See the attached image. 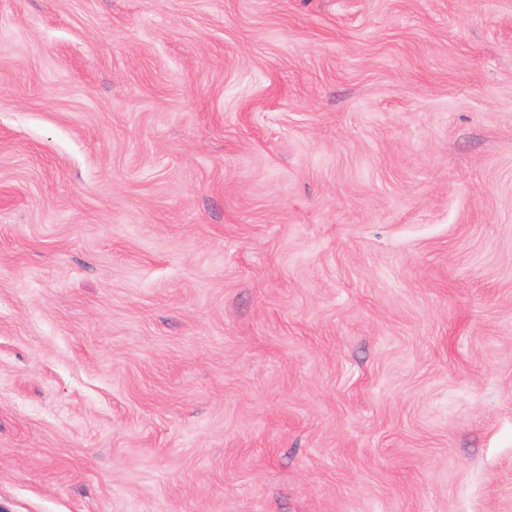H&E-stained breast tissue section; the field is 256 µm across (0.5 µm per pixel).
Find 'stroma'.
I'll use <instances>...</instances> for the list:
<instances>
[{"label":"stroma","mask_w":512,"mask_h":512,"mask_svg":"<svg viewBox=\"0 0 512 512\" xmlns=\"http://www.w3.org/2000/svg\"><path fill=\"white\" fill-rule=\"evenodd\" d=\"M6 512H512V0H0Z\"/></svg>","instance_id":"35a3bbf8"}]
</instances>
